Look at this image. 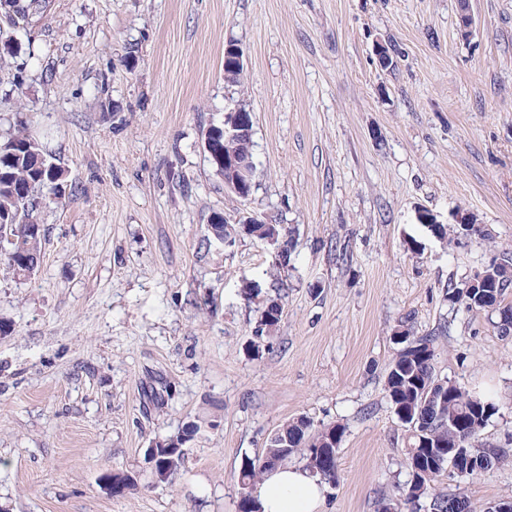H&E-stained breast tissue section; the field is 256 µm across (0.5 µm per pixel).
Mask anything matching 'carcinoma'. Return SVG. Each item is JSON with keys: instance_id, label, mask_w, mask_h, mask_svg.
Instances as JSON below:
<instances>
[{"instance_id": "1", "label": "carcinoma", "mask_w": 512, "mask_h": 512, "mask_svg": "<svg viewBox=\"0 0 512 512\" xmlns=\"http://www.w3.org/2000/svg\"><path fill=\"white\" fill-rule=\"evenodd\" d=\"M46 0H7L0 9V55L13 57L19 50L13 32L24 28L35 16L44 14ZM217 155L207 156L215 170L224 171L225 180L231 179V169L224 167V137L219 124L209 130ZM66 170L41 143L30 137L24 122L17 120L13 130L0 135V262L18 277L35 274L43 261L46 229L34 218L35 200L43 189L54 194L65 191ZM209 243L220 238L230 247L236 241L237 230L214 218ZM243 230L258 239L272 238L286 255L295 247L292 233L279 224H246ZM428 230L444 239L448 232L482 236L481 225L454 228L446 224H430ZM489 285L480 291L465 290V283L448 286V301L467 309L491 312V325L502 336L512 335V304L505 302L512 290V251L503 250L493 258V265L485 269ZM262 303L260 322L255 330L261 340L275 330L282 310ZM393 341L398 348L385 368L386 397L406 428L407 452L405 466L408 479L404 483L402 499L383 498L376 512H473L469 497L463 492L447 493L438 484L447 475L444 458H456L468 465L472 462L482 473L504 461L506 448L483 443V432L496 414L494 401L470 393L459 383L439 378L434 369L435 336L419 334L414 317L407 315L393 330ZM345 429L340 425L317 427L305 417L284 423L270 439L268 448L253 458L246 456L238 472L241 490L240 512L258 509L254 491L264 477L282 466L298 449L306 453V469L322 483L337 479V448ZM184 458L161 456L156 470L172 476L180 470Z\"/></svg>"}]
</instances>
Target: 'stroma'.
I'll return each mask as SVG.
<instances>
[{"mask_svg":"<svg viewBox=\"0 0 512 512\" xmlns=\"http://www.w3.org/2000/svg\"><path fill=\"white\" fill-rule=\"evenodd\" d=\"M50 0L0 61V134L23 118L67 172L46 196L35 275L0 266V512H239L238 472L289 420L339 425L324 512L400 498L405 432L384 392L392 330L436 332L438 377L493 397L483 432L512 449V337L449 284L512 249V0ZM244 53L241 85L224 48ZM388 49L393 64L381 66ZM21 74L12 89L13 74ZM252 116L251 201L202 139ZM477 215L485 238L422 223ZM291 230L287 262L214 216ZM262 295L283 316L251 343ZM184 464L145 451L186 423ZM132 476L112 495L105 472ZM475 508L512 496V457L444 478Z\"/></svg>","mask_w":512,"mask_h":512,"instance_id":"1","label":"stroma"}]
</instances>
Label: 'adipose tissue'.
I'll return each mask as SVG.
<instances>
[{
  "instance_id": "obj_1",
  "label": "adipose tissue",
  "mask_w": 512,
  "mask_h": 512,
  "mask_svg": "<svg viewBox=\"0 0 512 512\" xmlns=\"http://www.w3.org/2000/svg\"><path fill=\"white\" fill-rule=\"evenodd\" d=\"M323 492L307 470L284 467L264 478L256 496L261 512H318Z\"/></svg>"
}]
</instances>
